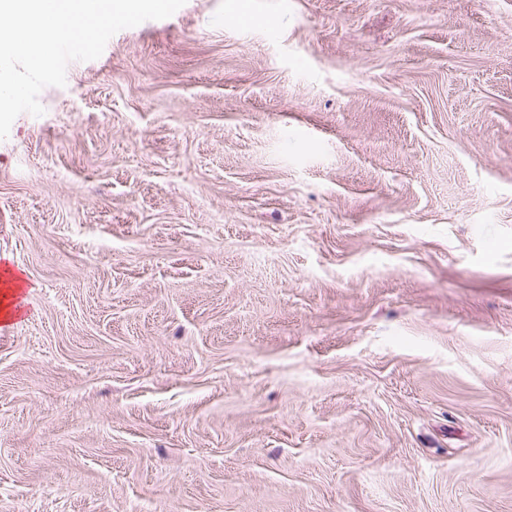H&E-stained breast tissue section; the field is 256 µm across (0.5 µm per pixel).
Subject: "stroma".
Here are the masks:
<instances>
[{"mask_svg":"<svg viewBox=\"0 0 512 512\" xmlns=\"http://www.w3.org/2000/svg\"><path fill=\"white\" fill-rule=\"evenodd\" d=\"M0 140V512H512V0H187Z\"/></svg>","mask_w":512,"mask_h":512,"instance_id":"obj_1","label":"stroma"}]
</instances>
